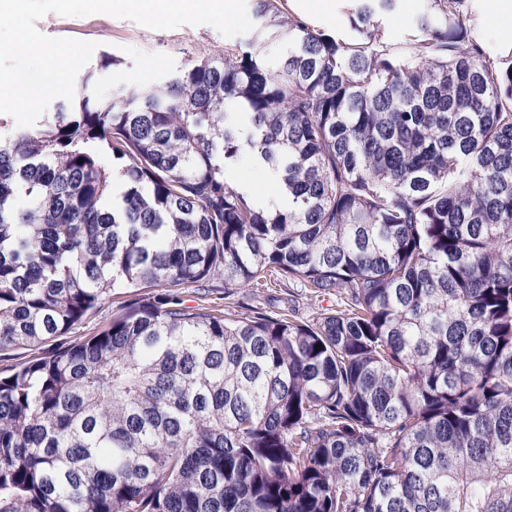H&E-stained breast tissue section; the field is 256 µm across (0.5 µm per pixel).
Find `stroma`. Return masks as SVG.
<instances>
[{
	"instance_id": "35a3bbf8",
	"label": "stroma",
	"mask_w": 512,
	"mask_h": 512,
	"mask_svg": "<svg viewBox=\"0 0 512 512\" xmlns=\"http://www.w3.org/2000/svg\"><path fill=\"white\" fill-rule=\"evenodd\" d=\"M36 27L49 37L95 43L89 65L95 68L103 58H110L106 79L115 85L130 82L146 86L155 84L176 73L188 61L223 54L225 43L224 36L207 24L152 30L134 21L106 14L66 17L50 13L38 20ZM231 178L247 187L260 200L278 203L284 200L279 183L265 168L252 163L249 158H242L237 163ZM298 290V285L289 281L284 287L262 291L254 299L253 305L270 314L285 307L288 294L293 293L297 296L299 314L306 319L337 306L335 296L310 301L299 296ZM127 299L124 293L111 297L66 335L56 337L55 345L72 344L99 333L120 312Z\"/></svg>"
}]
</instances>
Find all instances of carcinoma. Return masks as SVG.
<instances>
[{
    "mask_svg": "<svg viewBox=\"0 0 512 512\" xmlns=\"http://www.w3.org/2000/svg\"><path fill=\"white\" fill-rule=\"evenodd\" d=\"M343 2L0 117V350L154 289L0 377V512H512V48L487 0H423L402 56L401 0ZM218 276L339 308L185 305ZM278 1H282L283 8L287 13L295 14L307 21L316 22L318 25H321L330 31L336 32V29H340L346 24V17L341 8V0H334L332 10L328 14L322 15L315 13L308 14L306 12L299 11L296 6L301 2V0ZM491 11L501 16H494L488 9L481 11L476 19L477 30L488 40L504 41V36L512 34V0H491ZM510 29H506L509 28ZM504 35H503V30ZM231 178L237 184L247 187L260 200L278 203L285 200L279 183L265 168L252 163L248 157L237 163L231 172ZM297 298L290 297L296 300L295 304L297 309H299V316L305 319H312L323 313V309H336L337 307V299L336 295H327L325 298H320L316 301H309L302 296H296Z\"/></svg>",
    "mask_w": 512,
    "mask_h": 512,
    "instance_id": "obj_1",
    "label": "carcinoma"
}]
</instances>
